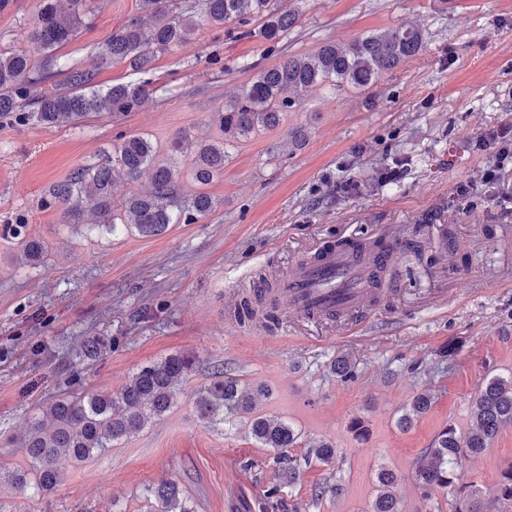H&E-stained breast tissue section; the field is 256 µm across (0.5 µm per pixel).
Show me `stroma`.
Returning a JSON list of instances; mask_svg holds the SVG:
<instances>
[{
	"label": "stroma",
	"mask_w": 512,
	"mask_h": 512,
	"mask_svg": "<svg viewBox=\"0 0 512 512\" xmlns=\"http://www.w3.org/2000/svg\"><path fill=\"white\" fill-rule=\"evenodd\" d=\"M297 6L287 38H242L200 23L189 43L157 54L151 72L101 65L98 43L137 13V0H93L92 16L58 53L94 70L104 88L147 82L149 96L124 116L77 125L0 119V225L16 216L45 244L26 262L0 235V468L16 467L34 418L47 403L87 390L114 392L141 367L196 355L176 405L116 446L76 465L61 460L49 493L0 483V512H149V491L176 482L193 512H259L276 482L268 449L246 421L206 426L196 390L215 371L266 386L258 414L300 435L290 512H367L376 471L401 476L402 512H465L478 494L501 512L493 490L512 467V424L465 461L458 491L422 500L417 458L447 427L466 431L474 395L493 375L512 376V171L495 184L479 173L495 153L478 141L512 124V0H282ZM37 0L0 10V44L26 47ZM408 24L422 51L363 89L316 86L281 124L227 144L224 173L208 185L215 210L146 238L66 224L44 206L50 188L111 149L118 133L148 137L169 159L182 132L220 136L215 116L255 72ZM304 131L295 145L292 132ZM408 241L385 276L384 296L353 321L302 320L280 305L276 326L243 322L234 308L260 294L290 264L328 241ZM102 337L93 357L83 341ZM453 347L441 360L443 347ZM339 356L354 376L331 370ZM431 409L403 430L397 419L420 391ZM369 429L350 430L353 418ZM318 442L338 448L335 465L306 460ZM328 483L338 495H319Z\"/></svg>",
	"instance_id": "stroma-1"
}]
</instances>
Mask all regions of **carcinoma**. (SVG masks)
<instances>
[{
	"label": "carcinoma",
	"instance_id": "carcinoma-1",
	"mask_svg": "<svg viewBox=\"0 0 512 512\" xmlns=\"http://www.w3.org/2000/svg\"><path fill=\"white\" fill-rule=\"evenodd\" d=\"M32 28L26 39L33 49L0 46V118L15 123L59 126L74 124L96 112L125 114L136 111L145 97L143 83L116 84L105 90L95 84L90 69L60 62L56 50L71 42L90 13L88 0H38ZM139 0L138 16L97 46V57L104 63H126L135 71L152 69L155 54L186 43L198 22L215 27L234 24L239 35L275 42L288 33L297 19L294 11H283L278 0ZM423 47V37L412 26L398 25L376 30L353 42L328 41L312 54L293 55L278 64L259 70L224 104L216 121L223 136L196 142L179 134L173 150L183 157L194 182L203 187L224 174V144L278 126L284 112L296 101L285 96L288 90L301 94L309 88L330 84L337 88H365L396 69ZM59 76L61 80L52 81ZM152 168L151 187L133 191L119 202L112 200L114 173L121 172L135 183L146 168ZM182 168L158 160V148L141 135H120L106 153L92 165L79 166L66 180L53 186L45 205H57L63 222L81 224V196L89 192L96 200L94 223L116 232L133 228L144 237L164 233L171 224H191L215 207L212 196L198 190L189 197L179 193ZM13 239L24 243L25 256L40 261L44 245L26 236L27 222L20 218L4 225ZM197 367L190 353L164 357L141 367L116 392H87L59 399L46 406L53 421L45 430L40 420L31 423L25 438L24 464L9 472L11 484L25 489L35 482L52 491L59 482L56 461L64 453L76 465L112 447V443L140 429L148 419L170 410L179 385ZM267 394L262 385H242L232 377L218 376L200 386L194 398L197 419L206 426L229 424L251 414L256 397ZM432 405L429 393L412 398L397 419L402 429L411 427ZM512 423V376H492L474 396L470 426L464 433L453 428L440 432L430 448L415 463L412 478L422 499L436 490L455 492L463 462L484 453L499 430ZM251 433L261 447L271 453L270 465L293 486L298 479L296 458L298 433L286 422L266 416L250 420ZM337 449L320 443L308 450V459L330 465ZM397 473L382 466L376 474V496L368 512H401L392 492ZM281 487L267 491L261 512L285 507ZM150 512H192L171 482L152 490Z\"/></svg>",
	"mask_w": 512,
	"mask_h": 512
}]
</instances>
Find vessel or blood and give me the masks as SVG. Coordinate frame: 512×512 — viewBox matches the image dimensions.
Here are the masks:
<instances>
[{
    "mask_svg": "<svg viewBox=\"0 0 512 512\" xmlns=\"http://www.w3.org/2000/svg\"><path fill=\"white\" fill-rule=\"evenodd\" d=\"M395 249L356 254L324 245L312 259H298L276 283V294L289 311L302 319L348 318L378 302L381 289L371 284L373 273L394 265Z\"/></svg>",
    "mask_w": 512,
    "mask_h": 512,
    "instance_id": "vessel-or-blood-1",
    "label": "vessel or blood"
}]
</instances>
